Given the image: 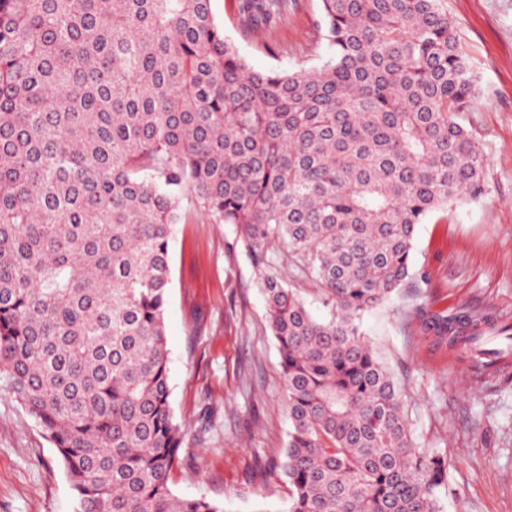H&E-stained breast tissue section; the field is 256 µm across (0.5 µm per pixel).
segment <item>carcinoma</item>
I'll use <instances>...</instances> for the list:
<instances>
[{
    "label": "carcinoma",
    "instance_id": "obj_1",
    "mask_svg": "<svg viewBox=\"0 0 512 512\" xmlns=\"http://www.w3.org/2000/svg\"><path fill=\"white\" fill-rule=\"evenodd\" d=\"M287 0H238L243 21ZM310 69L251 70L211 0H0V381L61 457L80 512H224L170 487L184 433L165 312L182 201L234 227L281 356L288 512H436L361 330L412 275L417 226L485 192L461 122L477 81L446 0H319ZM315 279L318 318L273 272ZM494 364L482 320L423 318Z\"/></svg>",
    "mask_w": 512,
    "mask_h": 512
}]
</instances>
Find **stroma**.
I'll return each mask as SVG.
<instances>
[{"mask_svg": "<svg viewBox=\"0 0 512 512\" xmlns=\"http://www.w3.org/2000/svg\"><path fill=\"white\" fill-rule=\"evenodd\" d=\"M477 77L462 121L487 157L485 196L415 236V276L362 326L400 385L415 439L448 461L441 512H512V356L486 377L436 344L422 315L467 310L512 324V0H447ZM249 66L311 68L326 52L318 0H289L265 30H245L238 0H211ZM171 242L166 312L171 406L184 430L173 492L224 512H287L279 469L290 422L281 357L254 271L228 224L190 201ZM53 445L0 382V512H78Z\"/></svg>", "mask_w": 512, "mask_h": 512, "instance_id": "obj_1", "label": "stroma"}]
</instances>
